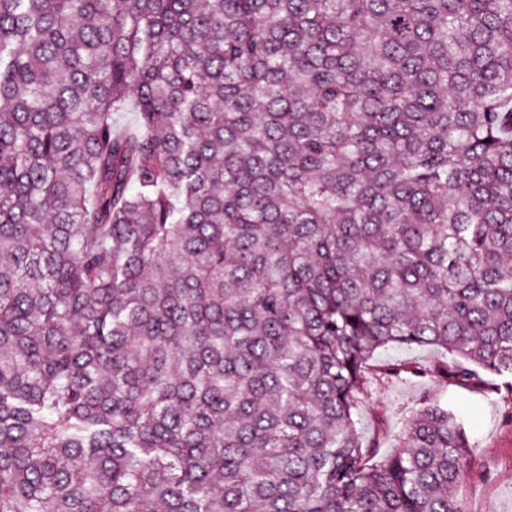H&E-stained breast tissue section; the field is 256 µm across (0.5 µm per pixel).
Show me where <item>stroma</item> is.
Listing matches in <instances>:
<instances>
[{"label": "stroma", "mask_w": 512, "mask_h": 512, "mask_svg": "<svg viewBox=\"0 0 512 512\" xmlns=\"http://www.w3.org/2000/svg\"><path fill=\"white\" fill-rule=\"evenodd\" d=\"M444 356L434 348L393 347L378 351L370 362L368 395L358 417L365 440H380L390 454L405 418L424 398L448 403L463 414L475 444L471 473L462 489L468 512H512V394L497 389V380L479 372L465 383L436 375ZM405 362L431 368L432 376L382 379L388 364Z\"/></svg>", "instance_id": "1"}]
</instances>
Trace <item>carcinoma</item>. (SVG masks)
I'll use <instances>...</instances> for the list:
<instances>
[{"mask_svg": "<svg viewBox=\"0 0 512 512\" xmlns=\"http://www.w3.org/2000/svg\"><path fill=\"white\" fill-rule=\"evenodd\" d=\"M390 346L512 392V0H0V512H467Z\"/></svg>", "mask_w": 512, "mask_h": 512, "instance_id": "cac0c4a2", "label": "carcinoma"}]
</instances>
